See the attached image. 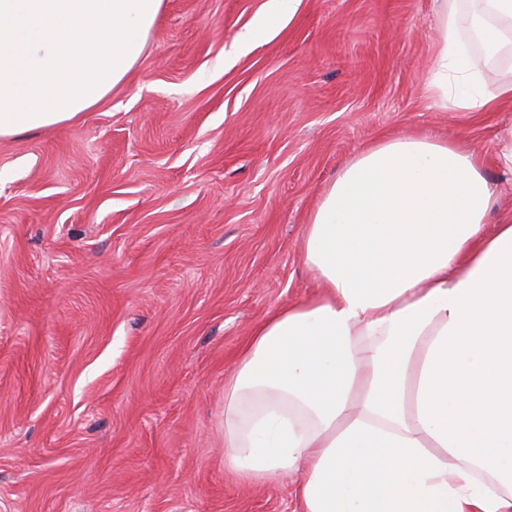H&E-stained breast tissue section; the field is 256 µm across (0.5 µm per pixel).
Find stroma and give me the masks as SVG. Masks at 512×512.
Masks as SVG:
<instances>
[{"instance_id":"35a3bbf8","label":"stroma","mask_w":512,"mask_h":512,"mask_svg":"<svg viewBox=\"0 0 512 512\" xmlns=\"http://www.w3.org/2000/svg\"><path fill=\"white\" fill-rule=\"evenodd\" d=\"M164 0L129 78L0 138V512H297L224 469V381L321 292L303 228L386 137L461 140L499 180L507 112L428 96L432 0ZM296 1L297 0H270L269 11L259 20L257 28L265 29L276 26L287 10L288 15L293 11Z\"/></svg>"}]
</instances>
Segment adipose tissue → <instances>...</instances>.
Masks as SVG:
<instances>
[{
	"instance_id": "ef3b65f1",
	"label": "adipose tissue",
	"mask_w": 512,
	"mask_h": 512,
	"mask_svg": "<svg viewBox=\"0 0 512 512\" xmlns=\"http://www.w3.org/2000/svg\"><path fill=\"white\" fill-rule=\"evenodd\" d=\"M488 50L512 0H475ZM163 0H0V137L76 119L140 60ZM428 93L512 110L433 0ZM462 141L392 137L339 172L304 227L317 298L271 310L224 382V469L298 477L300 512H512V220Z\"/></svg>"
}]
</instances>
